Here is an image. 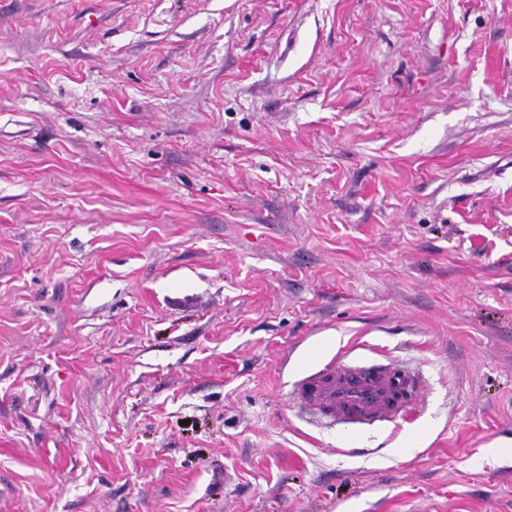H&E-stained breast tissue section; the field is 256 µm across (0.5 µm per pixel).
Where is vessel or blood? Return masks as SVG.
Instances as JSON below:
<instances>
[{"label":"vessel or blood","mask_w":512,"mask_h":512,"mask_svg":"<svg viewBox=\"0 0 512 512\" xmlns=\"http://www.w3.org/2000/svg\"><path fill=\"white\" fill-rule=\"evenodd\" d=\"M419 380L390 365L329 360L296 383V394L320 416L367 432L415 411Z\"/></svg>","instance_id":"b4317fda"}]
</instances>
